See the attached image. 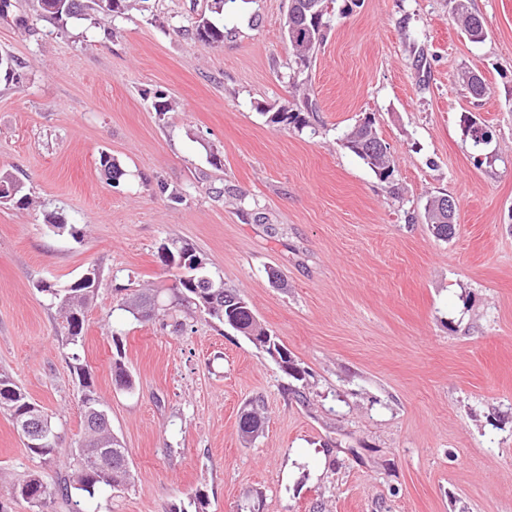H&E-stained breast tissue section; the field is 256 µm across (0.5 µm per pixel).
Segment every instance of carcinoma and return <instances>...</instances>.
<instances>
[{
	"label": "carcinoma",
	"instance_id": "cac0c4a2",
	"mask_svg": "<svg viewBox=\"0 0 512 512\" xmlns=\"http://www.w3.org/2000/svg\"><path fill=\"white\" fill-rule=\"evenodd\" d=\"M91 9L98 13L114 17L124 14L146 0H89ZM460 6L456 8V15L462 27L470 39H478V31L474 28L476 15L469 12L467 0H459ZM39 15L64 25L68 20L82 14L85 5L83 0H36ZM304 0H289L288 16L285 17L283 26L296 30V37L288 39V45L292 51L296 70L301 71L310 66L319 46L327 36V30H320L310 37H305V24L309 19L304 15ZM191 35L208 45L224 43V27L218 26L209 19L202 17L194 22L189 29ZM271 122L284 123L297 129L307 125L306 118L302 117L301 110L290 109L286 112L277 111L271 116ZM378 137L371 118L366 117L353 129L344 135L343 146L363 160L381 179L387 181L394 176L395 168L389 160L378 153L369 151V142ZM101 172L107 176V180L116 181L122 176V171L114 158L106 152L99 155ZM0 183H4L13 190L10 203L18 209H26L31 205V200L25 190V185L16 176L9 172L0 173ZM191 249L188 244H179L175 241L168 245L170 256L161 260L165 266H186L183 252ZM201 272L194 271L191 275L179 279L176 284V293L179 301L185 306L192 307L195 311L216 319L236 331H243V335H249L252 327L251 305L238 306L242 295L235 288L224 285V279L213 278V287L206 288L199 281ZM52 303L59 306L64 313L67 359L73 373L77 376L82 387L80 405L82 413H87L88 404L101 405V401L94 389L91 374L85 363L83 350V337L85 327V314L93 303L96 289L90 288L83 281L77 279L69 284L66 289L42 288ZM120 309L130 314L136 320H150L156 317L151 299L140 295L135 301L125 302ZM32 400L7 374L0 373V412L9 416L13 427L22 438H27L22 427V421L30 411ZM129 449L122 446L121 442L112 434V428L101 427L88 435V444L82 450L72 454V468L63 479L61 492L70 493L76 490L82 496L92 497L96 489L108 485L116 488L130 482L131 471L129 468ZM112 468V483H107L101 475L103 467ZM41 483L38 475L31 474L15 488V494L26 500L36 512H49L54 493L49 490L42 491L37 498L29 496L32 485Z\"/></svg>",
	"mask_w": 512,
	"mask_h": 512
}]
</instances>
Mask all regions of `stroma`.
<instances>
[{"label":"stroma","mask_w":512,"mask_h":512,"mask_svg":"<svg viewBox=\"0 0 512 512\" xmlns=\"http://www.w3.org/2000/svg\"><path fill=\"white\" fill-rule=\"evenodd\" d=\"M209 2L88 10L62 28L10 0L0 19L21 74L0 77V170L33 201L0 203V371L60 436L36 456L0 413V505L32 512L15 485L34 473L53 489L67 472L79 383L39 284L94 269L85 361L132 480L82 497L84 512H512V0H469L478 43L454 0H330L301 73L288 0H235L217 46L184 33ZM464 71L489 94L472 97ZM306 94L307 127L271 123ZM367 116L392 181L342 145ZM471 119L489 144L474 146ZM435 195L457 204L446 241L423 220ZM174 240L240 290L300 375L179 304L186 271L158 259ZM142 292L181 331L120 311ZM117 360L133 390L117 387ZM254 399L263 427L247 440Z\"/></svg>","instance_id":"35a3bbf8"}]
</instances>
